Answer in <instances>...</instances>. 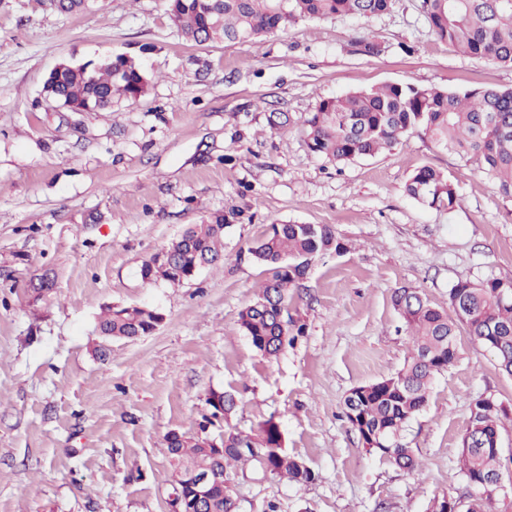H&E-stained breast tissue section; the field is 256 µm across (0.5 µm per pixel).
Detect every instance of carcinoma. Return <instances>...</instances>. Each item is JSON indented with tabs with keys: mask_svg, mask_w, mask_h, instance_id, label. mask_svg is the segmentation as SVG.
<instances>
[{
	"mask_svg": "<svg viewBox=\"0 0 512 512\" xmlns=\"http://www.w3.org/2000/svg\"><path fill=\"white\" fill-rule=\"evenodd\" d=\"M95 0H52L61 14L90 9ZM392 0H168L169 19L196 43L252 42L285 32L300 20L336 16L369 19L386 13ZM421 11L431 32L456 51L489 62L512 66V0H421ZM54 96L87 111L112 103L140 100L150 76L130 56H103L51 75ZM311 152L332 163L372 157L392 150L407 134L420 130L439 148L478 170L501 194L512 196V89H476L457 92L442 87L387 84L322 98L302 121ZM407 195L429 207L453 210L459 205L455 183L440 170L418 167L405 185ZM237 213H216L203 224H193L141 268L149 282L177 285L205 265L220 262L224 230ZM344 250L331 224H271L251 242L245 253L266 267L268 279L255 300L239 313L238 324L253 346L268 360L304 335V326L288 312L290 291L300 288L310 267L325 255ZM392 304L408 337V355L394 373L350 390L344 416L364 447L386 457L396 468L413 472L420 466L402 438L407 424L427 402L434 378L456 358V329L487 351L494 367L512 376V278L460 280L448 291V309L431 302L417 289L401 286L392 292ZM163 315L148 307L114 304L101 313L97 330L105 340L133 339L152 334ZM222 412H210L194 433L173 431L165 437L171 477L180 479L184 512H199L194 476L217 472L230 478L229 468L252 462L270 479L295 483L312 480L305 463L285 449L274 417L244 432L230 424L237 402L220 391ZM506 414L489 398L475 401L462 436L471 450L460 452L459 473L469 484L496 476L502 470L500 431ZM224 423V454L205 447L199 433ZM205 512H236L225 488L216 485L203 504Z\"/></svg>",
	"mask_w": 512,
	"mask_h": 512,
	"instance_id": "1",
	"label": "carcinoma"
}]
</instances>
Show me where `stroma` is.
<instances>
[{"instance_id":"35a3bbf8","label":"stroma","mask_w":512,"mask_h":512,"mask_svg":"<svg viewBox=\"0 0 512 512\" xmlns=\"http://www.w3.org/2000/svg\"><path fill=\"white\" fill-rule=\"evenodd\" d=\"M369 31L372 56L356 45ZM110 54L149 71L137 103L72 112L41 98L59 62ZM388 83L510 88L512 67L438 40L419 0L203 45L177 31L165 0H99L74 15L0 0V512H168L165 437L195 431L213 389L234 394L240 430L275 417L288 453L315 474L298 484L233 473L237 512H426L456 495L475 401L512 417V377L466 329L405 433L421 470L367 450L343 402L407 355L394 288L444 307L457 281L512 278V198L419 133L350 163L308 149L301 120L320 99ZM274 112L287 113L285 129H269ZM424 164L456 176L454 210L407 196ZM218 211L239 214L218 267L179 286L143 281L153 254ZM272 223L334 225L345 249L310 268L291 303L305 334L270 361L238 314L267 277L242 252ZM45 274L55 289L33 301L30 283ZM114 303L164 320L110 341L102 358L96 317Z\"/></svg>"}]
</instances>
